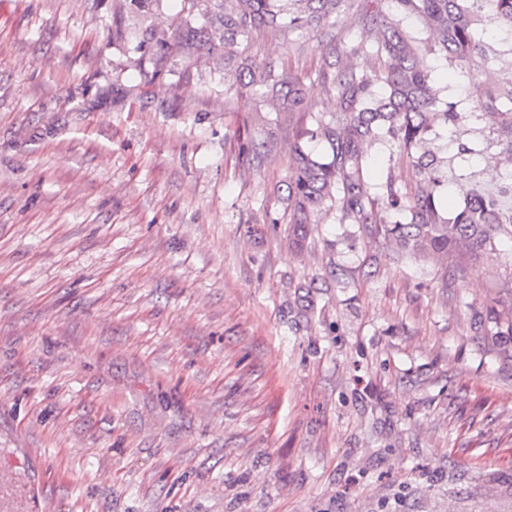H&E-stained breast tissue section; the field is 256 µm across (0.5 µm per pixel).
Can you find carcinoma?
Listing matches in <instances>:
<instances>
[{
	"label": "carcinoma",
	"mask_w": 512,
	"mask_h": 512,
	"mask_svg": "<svg viewBox=\"0 0 512 512\" xmlns=\"http://www.w3.org/2000/svg\"><path fill=\"white\" fill-rule=\"evenodd\" d=\"M204 22L188 25L182 47L224 58V70L254 108L233 134L242 167L266 169L289 146L286 182L291 240L300 244L305 225L317 223L325 205L336 208L342 224H357L369 239H384L407 256L430 254L461 267L492 245L502 230L512 236V212L477 190L463 204L444 209L440 201L441 159L428 147L434 122L458 125L472 117L493 126L512 159V84L483 79L488 66V29L501 33L512 52V0H213ZM355 14L361 30L356 50L377 61L371 79L342 62L344 50L329 33L332 18ZM277 30L288 41L316 32L324 53L316 78L334 91L330 119L303 122L306 92L300 74L274 59L256 61L237 51L242 42ZM441 55L464 68L481 111L444 101L428 58ZM320 141L327 154L306 148ZM387 145L413 169L411 186L391 178L368 191L365 147Z\"/></svg>",
	"instance_id": "obj_1"
}]
</instances>
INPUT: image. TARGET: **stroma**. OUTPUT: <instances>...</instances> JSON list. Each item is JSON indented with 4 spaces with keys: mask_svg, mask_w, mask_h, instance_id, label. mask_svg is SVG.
<instances>
[{
    "mask_svg": "<svg viewBox=\"0 0 512 512\" xmlns=\"http://www.w3.org/2000/svg\"><path fill=\"white\" fill-rule=\"evenodd\" d=\"M207 6L0 0V512H512V238L460 269L329 211L289 247L287 156L239 165L250 102L179 45ZM434 132L496 194L486 123Z\"/></svg>",
    "mask_w": 512,
    "mask_h": 512,
    "instance_id": "stroma-1",
    "label": "stroma"
}]
</instances>
